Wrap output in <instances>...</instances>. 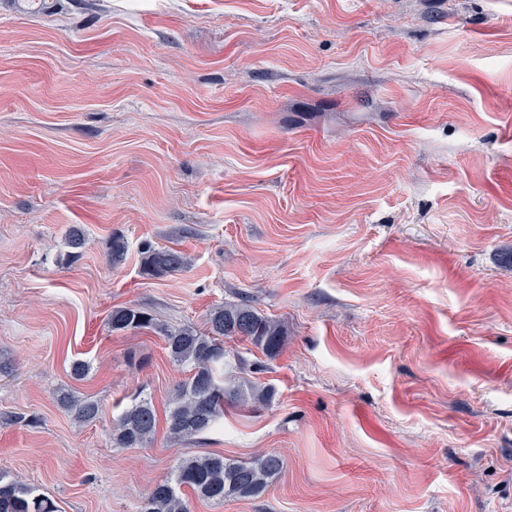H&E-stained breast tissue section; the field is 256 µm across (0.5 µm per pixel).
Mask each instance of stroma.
I'll return each mask as SVG.
<instances>
[{"instance_id":"1","label":"stroma","mask_w":512,"mask_h":512,"mask_svg":"<svg viewBox=\"0 0 512 512\" xmlns=\"http://www.w3.org/2000/svg\"><path fill=\"white\" fill-rule=\"evenodd\" d=\"M45 2L0 0V473L137 512L180 458L274 452L262 497L191 512H512V0ZM146 242L188 266L143 276ZM238 300L286 345L227 341L224 374L275 403L113 447L185 373L112 310ZM57 403L81 423H90L102 413V405L91 397L80 396L71 390H60ZM159 417L153 401L138 394L113 422L110 436L117 448H142L157 434Z\"/></svg>"}]
</instances>
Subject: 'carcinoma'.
<instances>
[{
  "instance_id": "cac0c4a2",
  "label": "carcinoma",
  "mask_w": 512,
  "mask_h": 512,
  "mask_svg": "<svg viewBox=\"0 0 512 512\" xmlns=\"http://www.w3.org/2000/svg\"><path fill=\"white\" fill-rule=\"evenodd\" d=\"M66 245L68 251L64 258L76 261L85 247L83 232L70 229ZM126 252L123 238L112 237L108 247L110 263L114 266L122 263ZM140 255V270L145 276L171 275L187 265L185 254L172 248L159 249L145 243ZM109 325L114 332L149 330L159 334L170 361L188 369L189 377L174 387L165 408L167 437L174 441H191L209 433L224 418V410L230 405L267 406L276 400L277 390L271 385L224 383L227 357L224 339L247 341L269 358L278 356L285 345L284 328L246 302H226L212 308L203 329L189 324H163L136 306L113 309ZM57 403L81 423H90L102 413L99 401L71 390L59 391ZM158 426L159 417L152 399L137 395L113 422L112 444L118 448H141L155 439ZM282 470V459L272 452L258 455L247 463L209 453L183 458L177 462L173 478L157 483L141 502L138 512H189L186 489L215 503L231 497L258 498ZM0 512L58 510L45 495L15 479L0 476Z\"/></svg>"
}]
</instances>
